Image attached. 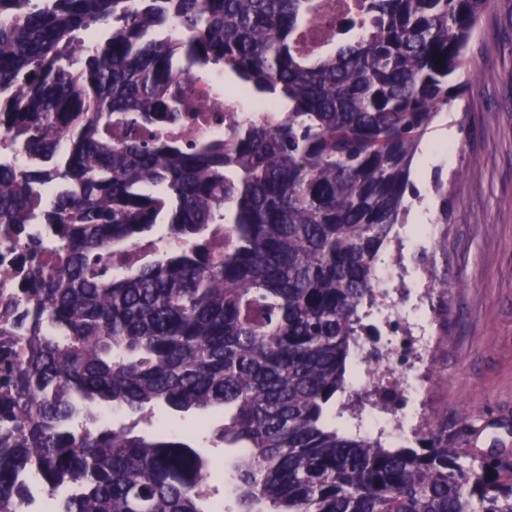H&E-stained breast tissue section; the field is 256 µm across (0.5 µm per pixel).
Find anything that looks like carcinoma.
<instances>
[{
	"instance_id": "1",
	"label": "carcinoma",
	"mask_w": 512,
	"mask_h": 512,
	"mask_svg": "<svg viewBox=\"0 0 512 512\" xmlns=\"http://www.w3.org/2000/svg\"><path fill=\"white\" fill-rule=\"evenodd\" d=\"M0 0V226L45 224L0 294V512H217L187 435L93 408L224 413L235 512H512V460L340 422L411 165L489 0ZM442 63H437L438 58ZM270 123L195 137L181 77Z\"/></svg>"
}]
</instances>
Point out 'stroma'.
Here are the masks:
<instances>
[{
  "label": "stroma",
  "instance_id": "obj_1",
  "mask_svg": "<svg viewBox=\"0 0 512 512\" xmlns=\"http://www.w3.org/2000/svg\"><path fill=\"white\" fill-rule=\"evenodd\" d=\"M453 79L457 95L435 118L411 180L419 198L406 216L424 226L386 247L399 263L382 269L387 292L417 279L412 302L431 321L413 409L369 398L402 371L390 337L366 339L346 420L387 447L405 430L432 431L466 457L512 456V0H492ZM455 129L443 139V121Z\"/></svg>",
  "mask_w": 512,
  "mask_h": 512
}]
</instances>
